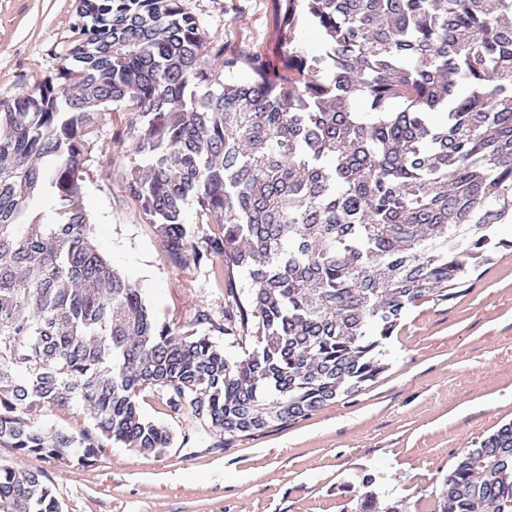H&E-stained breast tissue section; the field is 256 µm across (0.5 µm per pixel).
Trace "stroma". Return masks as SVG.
I'll return each mask as SVG.
<instances>
[{
    "label": "stroma",
    "instance_id": "1",
    "mask_svg": "<svg viewBox=\"0 0 512 512\" xmlns=\"http://www.w3.org/2000/svg\"><path fill=\"white\" fill-rule=\"evenodd\" d=\"M79 0H0V103L56 79L73 40ZM207 47L273 53L277 0H182ZM138 113L107 104L97 113L93 178L83 186L97 250L137 283L158 324L177 327L201 305L221 319L224 294L203 270L169 263L152 224L124 188L138 162ZM389 368L362 390L305 418L245 438L215 439L164 414L144 396L145 416L167 426L158 455L109 445L90 466L18 457L46 471L63 512H350L371 473L380 506L440 512L442 482L457 457L512 423V248L493 254L446 303L410 308L386 344Z\"/></svg>",
    "mask_w": 512,
    "mask_h": 512
}]
</instances>
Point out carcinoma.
Wrapping results in <instances>:
<instances>
[{"label":"carcinoma","instance_id":"obj_1","mask_svg":"<svg viewBox=\"0 0 512 512\" xmlns=\"http://www.w3.org/2000/svg\"><path fill=\"white\" fill-rule=\"evenodd\" d=\"M280 5L281 73L222 44L210 65L181 0H80L65 86L0 107V445L19 457L161 453L172 435L146 391L220 446L307 417L384 371L409 308L458 298L476 259L512 245L496 235L512 224V0ZM300 6L313 55L295 44ZM109 102L147 118L125 189L171 265L224 291L223 322L202 307L157 325L92 242L83 183ZM48 192L42 224L30 202ZM212 331L257 347L234 359ZM76 402L90 427L38 423ZM374 483L352 512H379ZM0 512L62 506L45 471L0 463ZM442 512H512V424L458 457Z\"/></svg>","mask_w":512,"mask_h":512}]
</instances>
